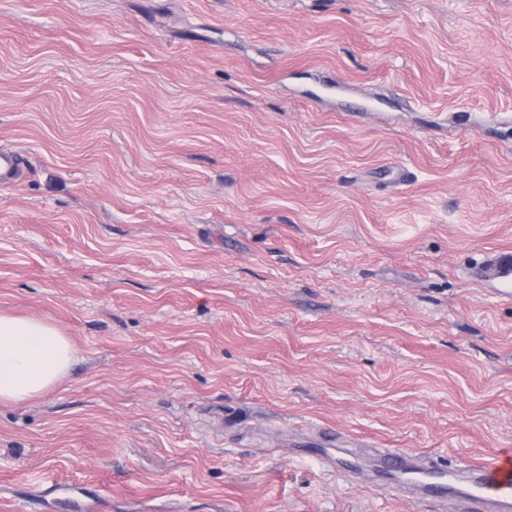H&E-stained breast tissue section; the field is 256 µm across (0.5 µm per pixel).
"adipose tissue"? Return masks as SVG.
<instances>
[{
	"mask_svg": "<svg viewBox=\"0 0 512 512\" xmlns=\"http://www.w3.org/2000/svg\"><path fill=\"white\" fill-rule=\"evenodd\" d=\"M75 349L46 321L0 312V404H24L67 376Z\"/></svg>",
	"mask_w": 512,
	"mask_h": 512,
	"instance_id": "obj_1",
	"label": "adipose tissue"
}]
</instances>
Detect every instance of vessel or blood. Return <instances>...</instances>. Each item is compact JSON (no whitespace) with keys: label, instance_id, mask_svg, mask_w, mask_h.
<instances>
[{"label":"vessel or blood","instance_id":"obj_1","mask_svg":"<svg viewBox=\"0 0 512 512\" xmlns=\"http://www.w3.org/2000/svg\"><path fill=\"white\" fill-rule=\"evenodd\" d=\"M472 278L491 287L502 299H512V250L487 254ZM374 472L383 474L391 490L413 502L434 499L448 512H512V450L505 448L487 460H465L453 467L433 458L390 448L368 446Z\"/></svg>","mask_w":512,"mask_h":512}]
</instances>
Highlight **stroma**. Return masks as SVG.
I'll list each match as a JSON object with an SVG mask.
<instances>
[{
    "instance_id": "stroma-1",
    "label": "stroma",
    "mask_w": 512,
    "mask_h": 512,
    "mask_svg": "<svg viewBox=\"0 0 512 512\" xmlns=\"http://www.w3.org/2000/svg\"><path fill=\"white\" fill-rule=\"evenodd\" d=\"M512 0H0L5 512H434L311 427L512 448ZM472 279L490 288L497 297L512 299V250L500 249L487 254L471 273ZM75 349L46 321L0 312V404H24L67 376Z\"/></svg>"
}]
</instances>
